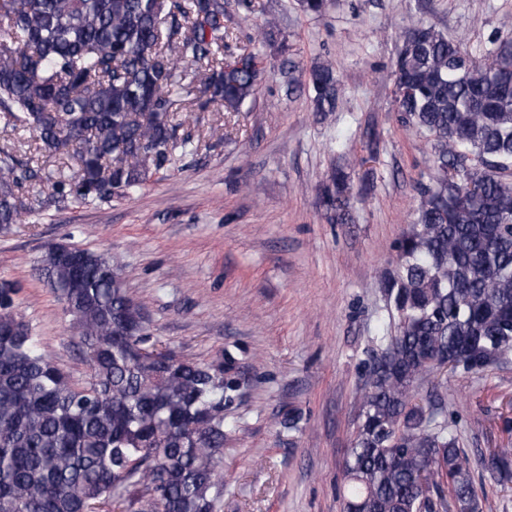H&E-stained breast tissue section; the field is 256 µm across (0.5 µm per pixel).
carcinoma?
Returning a JSON list of instances; mask_svg holds the SVG:
<instances>
[{
    "label": "carcinoma",
    "mask_w": 512,
    "mask_h": 512,
    "mask_svg": "<svg viewBox=\"0 0 512 512\" xmlns=\"http://www.w3.org/2000/svg\"><path fill=\"white\" fill-rule=\"evenodd\" d=\"M224 0H0V116L76 171L49 182L0 148V227L32 212L107 202L170 163L171 115L235 109L261 78L259 52L224 58ZM315 112L338 108L335 65L309 70ZM399 120L430 137L435 185L384 274L383 347L364 364L343 510L476 512L478 496L448 402L420 382L451 363L479 373L512 354V33L491 60L410 22L395 70ZM327 220H346L345 177L331 175ZM46 247L36 271L72 317L89 366L76 380L15 313L0 282V512H217L224 494V401L234 360L201 364L157 349L141 305L102 253ZM490 477L512 481V448Z\"/></svg>",
    "instance_id": "obj_1"
}]
</instances>
